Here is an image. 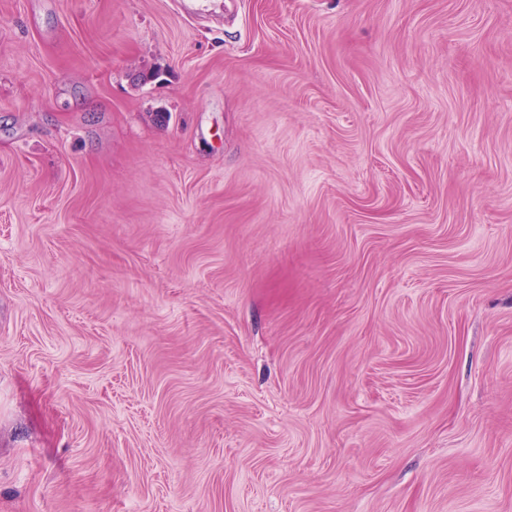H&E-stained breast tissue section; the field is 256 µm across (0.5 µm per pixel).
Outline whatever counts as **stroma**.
I'll list each match as a JSON object with an SVG mask.
<instances>
[{
	"mask_svg": "<svg viewBox=\"0 0 512 512\" xmlns=\"http://www.w3.org/2000/svg\"><path fill=\"white\" fill-rule=\"evenodd\" d=\"M0 512H512V0H0Z\"/></svg>",
	"mask_w": 512,
	"mask_h": 512,
	"instance_id": "1",
	"label": "stroma"
}]
</instances>
